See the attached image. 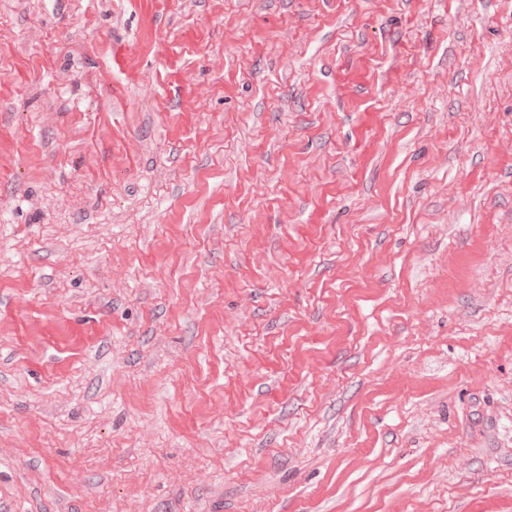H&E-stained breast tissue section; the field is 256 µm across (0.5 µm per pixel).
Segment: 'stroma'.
Masks as SVG:
<instances>
[{
	"instance_id": "obj_1",
	"label": "stroma",
	"mask_w": 512,
	"mask_h": 512,
	"mask_svg": "<svg viewBox=\"0 0 512 512\" xmlns=\"http://www.w3.org/2000/svg\"><path fill=\"white\" fill-rule=\"evenodd\" d=\"M0 512H512V0H0Z\"/></svg>"
}]
</instances>
